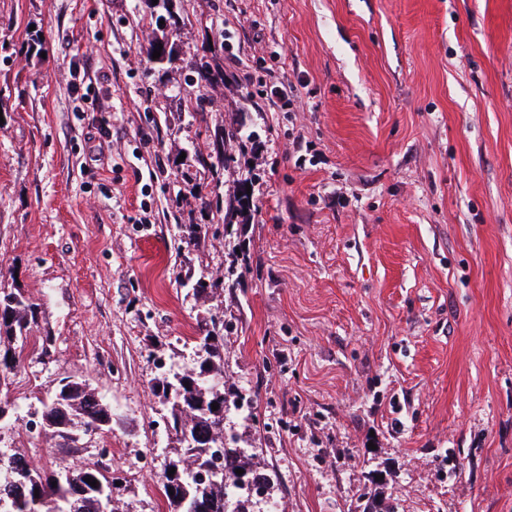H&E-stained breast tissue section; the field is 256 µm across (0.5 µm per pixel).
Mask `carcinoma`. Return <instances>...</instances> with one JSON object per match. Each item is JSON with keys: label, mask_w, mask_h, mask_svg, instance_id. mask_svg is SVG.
Listing matches in <instances>:
<instances>
[{"label": "carcinoma", "mask_w": 512, "mask_h": 512, "mask_svg": "<svg viewBox=\"0 0 512 512\" xmlns=\"http://www.w3.org/2000/svg\"><path fill=\"white\" fill-rule=\"evenodd\" d=\"M199 80L224 83V72L205 65L192 66ZM204 204L225 214H239L250 208L243 192L224 196L215 188ZM39 305L21 292L0 288V381L21 368L24 340L38 326ZM194 366L170 371L159 381L169 406L170 425L178 446L173 448L162 486L170 512H250L252 499L236 483V469L253 470V453L238 446L237 439L224 442V413L237 405L215 381L224 372V337L209 330L193 347ZM219 408L212 410L211 404ZM40 424L44 437L57 438L73 457L80 456V436L111 430L112 411L94 400L82 381H70L41 401ZM224 449L234 466L206 480L198 478L200 468L210 459L211 448ZM97 480L91 486L86 479ZM112 472L99 462H81L61 470L36 468L20 450L0 448V512H115L112 505ZM174 495H169V492Z\"/></svg>", "instance_id": "cac0c4a2"}]
</instances>
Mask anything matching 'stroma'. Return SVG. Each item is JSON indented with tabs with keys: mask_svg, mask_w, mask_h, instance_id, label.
I'll return each instance as SVG.
<instances>
[{
	"mask_svg": "<svg viewBox=\"0 0 512 512\" xmlns=\"http://www.w3.org/2000/svg\"><path fill=\"white\" fill-rule=\"evenodd\" d=\"M171 8L180 30L151 0H0V288L40 305L0 400L85 381L113 419L83 460L120 512H169L154 385L219 328L225 430L280 512H361L372 470L394 512H512V0ZM215 185L249 211L225 224ZM0 442L72 463L22 421ZM204 204L209 208H214L217 212H221L225 209L224 222L229 214H239L250 208L249 196L246 193L239 192L234 193L232 196L224 197L220 192V188H217L210 192L208 197H205Z\"/></svg>",
	"mask_w": 512,
	"mask_h": 512,
	"instance_id": "obj_1",
	"label": "stroma"
}]
</instances>
